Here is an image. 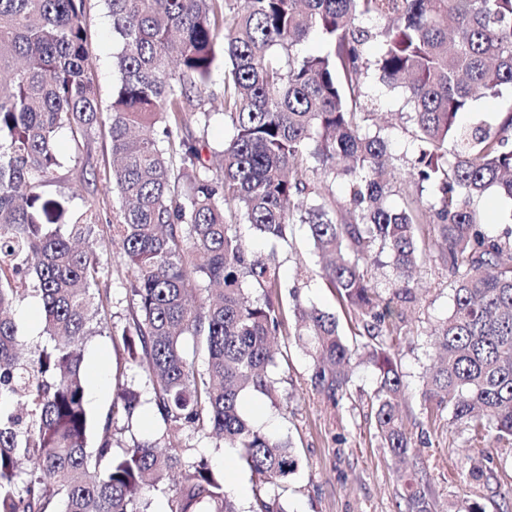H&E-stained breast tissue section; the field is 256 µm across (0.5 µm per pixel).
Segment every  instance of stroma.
Instances as JSON below:
<instances>
[{"label":"stroma","instance_id":"stroma-1","mask_svg":"<svg viewBox=\"0 0 512 512\" xmlns=\"http://www.w3.org/2000/svg\"><path fill=\"white\" fill-rule=\"evenodd\" d=\"M86 24L89 63L100 107L105 110L112 101L115 79L112 19L105 0H87ZM365 90L373 103L374 121L384 127L388 136L390 151L401 164H410L416 146L412 128L404 119L409 107L403 90L388 88L373 71L365 78ZM56 149L61 165L50 191L69 197L74 209L94 206L101 222L111 221L117 200L109 193H89L82 177L83 172L93 173L97 183L102 184L111 175L105 128H96L86 146L72 141L68 132H61ZM240 233L254 250L276 251L284 286L298 287L303 300L336 313L349 343L361 344L349 313L322 278L321 260L302 227H295L290 245L278 249L272 248L249 225H241ZM419 241L426 258L414 274L417 301L406 310L404 321L387 339L405 376L407 388L401 410L407 432L418 450V475L437 512H448L451 503L468 495L481 497L486 512H512V446L488 439L486 465L495 472L500 486L487 489L472 485L466 477L461 452L466 431L449 423L447 416H430L421 407L422 377L432 363L428 334L440 318L451 312L453 301L448 271L429 225H421ZM99 254L100 285L110 290L108 325L119 327L130 313L121 267L122 249L119 244L106 241ZM278 348L277 397L271 399L249 392L241 398V409L257 428L289 438L295 447L298 468L283 493L287 512H403L405 489L398 479L399 465L381 448L375 436L371 402L377 376L373 368L355 362L351 393L333 407L312 390L311 359L294 337L280 336ZM85 360L106 378L101 393L85 399L92 416L105 415L111 408L116 396V373H123L129 386L144 393L149 390L142 370L125 362L108 334L88 340ZM180 439L191 455H206L215 470L229 474L234 486L244 488L239 501L250 505L259 480L237 464H225L223 442L188 430L181 433Z\"/></svg>","mask_w":512,"mask_h":512}]
</instances>
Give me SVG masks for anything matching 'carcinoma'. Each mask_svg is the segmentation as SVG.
Wrapping results in <instances>:
<instances>
[{
    "label": "carcinoma",
    "mask_w": 512,
    "mask_h": 512,
    "mask_svg": "<svg viewBox=\"0 0 512 512\" xmlns=\"http://www.w3.org/2000/svg\"><path fill=\"white\" fill-rule=\"evenodd\" d=\"M105 3L118 44L107 114L88 62L86 0H0V512H148L146 490L176 471L184 481L169 512H286L281 491L298 468L292 443L257 429L240 407L246 391L277 394L273 341L284 328L307 340L310 384L333 405L364 352L378 370L376 437L394 457L414 453L399 415L404 375L386 337L417 300L422 224L433 226L453 292L451 313L429 332L435 364L423 410L448 411L467 431L468 452L484 454L492 432L511 442L512 229L487 233L475 202L492 189L512 200V108L494 125L460 118L476 95L512 88V0ZM370 17L389 25L376 32L364 26ZM313 29L324 48L305 54ZM220 60L233 135L216 167L189 123L205 131L215 116L204 90ZM371 68L411 105L417 146L407 168L372 125ZM104 124L105 188L120 201L110 224L45 190L60 167L59 132L85 142ZM403 183L401 205H390ZM239 224L274 246L289 244L295 226L306 230L327 258L323 277L367 338L361 348L298 287L283 305L277 252L251 251ZM106 239L120 241L130 306L110 337L147 373L162 431L119 450L115 420L132 427L141 393L118 384L98 421L84 401L85 346L107 316L93 293ZM383 254L393 272L387 299L367 278ZM31 281L48 342L27 359L7 311ZM184 429L237 449L240 467L270 490L242 510L209 459L187 454ZM493 478L469 468L472 484ZM401 480L407 512H433L425 489Z\"/></svg>",
    "instance_id": "cac0c4a2"
}]
</instances>
